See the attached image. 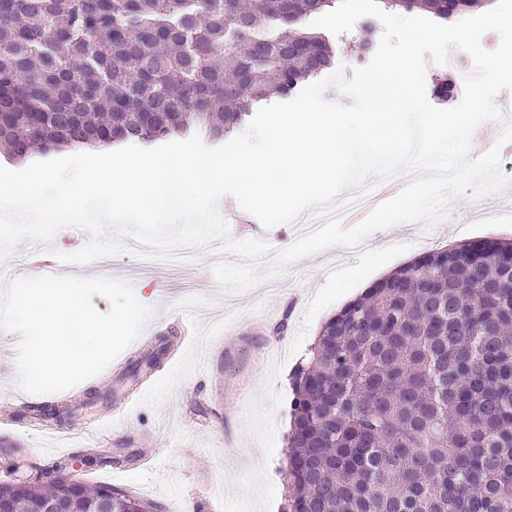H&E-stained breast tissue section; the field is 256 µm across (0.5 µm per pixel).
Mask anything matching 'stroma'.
Wrapping results in <instances>:
<instances>
[{"label": "stroma", "mask_w": 512, "mask_h": 512, "mask_svg": "<svg viewBox=\"0 0 512 512\" xmlns=\"http://www.w3.org/2000/svg\"><path fill=\"white\" fill-rule=\"evenodd\" d=\"M381 23L359 19L353 29L331 36L336 63L366 65L378 44ZM470 57L450 48L445 64H429L426 92L438 108L462 99L473 75ZM219 209L235 240L256 238L283 249L298 226L264 229L232 199ZM452 216L432 233L400 224L371 234L366 247H332L287 265L269 293L252 289L224 294L208 250L193 260L145 271L132 255L112 257L108 277L131 286L149 284L154 315L140 337L93 381L56 394L20 393L16 334L0 331V481L46 471L70 475L85 485H109L157 505L158 512H285L281 468L287 453L292 373L324 323L373 283L424 253L495 237L512 239V184L482 201L457 200ZM20 276H98L95 263L60 264L40 246L16 251ZM197 319L201 335L185 334L183 318ZM172 342L159 367L129 385L132 360ZM46 404L70 408L64 427L72 436L54 449L53 433L36 420Z\"/></svg>", "instance_id": "obj_1"}]
</instances>
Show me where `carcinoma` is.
Returning <instances> with one entry per match:
<instances>
[{"instance_id":"cac0c4a2","label":"carcinoma","mask_w":512,"mask_h":512,"mask_svg":"<svg viewBox=\"0 0 512 512\" xmlns=\"http://www.w3.org/2000/svg\"><path fill=\"white\" fill-rule=\"evenodd\" d=\"M448 20L446 0H378ZM339 0H0V150L217 144L253 106L331 68L305 27ZM436 252L322 327L294 375L288 498L302 512H512V241ZM56 484L9 499L13 512ZM116 512L157 506L107 485Z\"/></svg>"}]
</instances>
